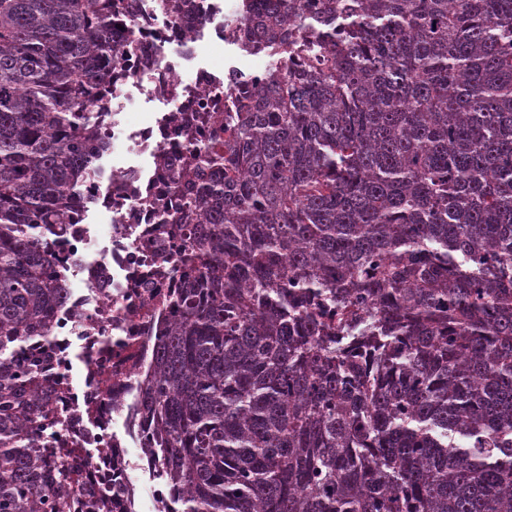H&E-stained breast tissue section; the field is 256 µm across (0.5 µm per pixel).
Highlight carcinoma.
<instances>
[{
	"label": "carcinoma",
	"instance_id": "carcinoma-1",
	"mask_svg": "<svg viewBox=\"0 0 512 512\" xmlns=\"http://www.w3.org/2000/svg\"><path fill=\"white\" fill-rule=\"evenodd\" d=\"M113 0H0V512H68L40 359ZM251 84L172 169L185 263L139 401L176 512H512V0H265Z\"/></svg>",
	"mask_w": 512,
	"mask_h": 512
}]
</instances>
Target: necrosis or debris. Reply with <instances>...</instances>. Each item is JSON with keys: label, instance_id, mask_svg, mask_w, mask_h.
I'll use <instances>...</instances> for the list:
<instances>
[{"label": "necrosis or debris", "instance_id": "necrosis-or-debris-1", "mask_svg": "<svg viewBox=\"0 0 512 512\" xmlns=\"http://www.w3.org/2000/svg\"><path fill=\"white\" fill-rule=\"evenodd\" d=\"M245 0H115L118 57L112 83L92 104L99 157L42 247L68 281L47 336L29 337L48 385V459L66 460L82 489L70 512H139L135 474L151 471L153 425L137 410L142 375L164 326L180 314L169 297L185 284L183 235L158 221L181 198L167 170L185 166L190 139L224 136V107L249 79L199 62L207 47L237 49ZM150 107L135 125L132 105Z\"/></svg>", "mask_w": 512, "mask_h": 512}]
</instances>
